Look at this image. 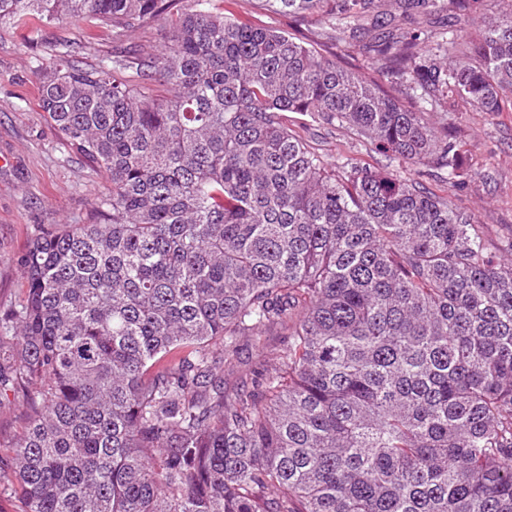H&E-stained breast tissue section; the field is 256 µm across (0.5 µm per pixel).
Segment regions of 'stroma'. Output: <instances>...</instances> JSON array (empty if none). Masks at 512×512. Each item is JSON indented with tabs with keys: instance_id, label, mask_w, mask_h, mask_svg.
Segmentation results:
<instances>
[{
	"instance_id": "1",
	"label": "stroma",
	"mask_w": 512,
	"mask_h": 512,
	"mask_svg": "<svg viewBox=\"0 0 512 512\" xmlns=\"http://www.w3.org/2000/svg\"><path fill=\"white\" fill-rule=\"evenodd\" d=\"M224 10L241 25L273 27L298 37H316L315 22L265 10L258 0H223ZM70 44L81 65L93 66L115 53L135 58L158 54L162 38L148 23L124 36L85 21L34 27L0 28V311L21 301L25 283L17 266L40 230H65L96 223L95 202L110 183L88 158L73 149L39 106L40 71L50 65L59 44ZM466 143V165L476 176L464 186L391 153L378 151L351 130L323 124L310 114L292 112L289 129L329 164L374 165L419 181L471 215L483 234L486 251L501 264L512 263V110L474 112L458 103L446 114ZM287 342L283 326L271 328L264 347L242 342L224 388L254 379L272 354ZM30 416L23 395L0 389V457Z\"/></svg>"
}]
</instances>
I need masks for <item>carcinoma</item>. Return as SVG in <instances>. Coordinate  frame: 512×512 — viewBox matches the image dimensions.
Segmentation results:
<instances>
[{"instance_id": "carcinoma-1", "label": "carcinoma", "mask_w": 512, "mask_h": 512, "mask_svg": "<svg viewBox=\"0 0 512 512\" xmlns=\"http://www.w3.org/2000/svg\"><path fill=\"white\" fill-rule=\"evenodd\" d=\"M170 2L0 0V27L157 20L164 41L90 68L65 48L43 73L40 107L112 191L98 223L18 260L0 383L38 402L0 477L24 512H512V266L447 199L330 166L285 122L310 113L465 182L433 113L502 110L512 0L475 37L403 26L437 0H263L365 42L357 73L215 0ZM274 324L272 365L224 391L240 342Z\"/></svg>"}]
</instances>
